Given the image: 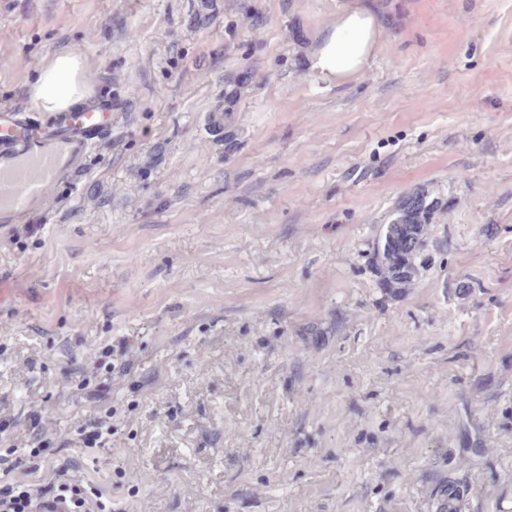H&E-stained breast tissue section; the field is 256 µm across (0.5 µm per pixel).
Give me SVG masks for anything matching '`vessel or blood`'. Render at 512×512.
Wrapping results in <instances>:
<instances>
[{
	"instance_id": "b4317fda",
	"label": "vessel or blood",
	"mask_w": 512,
	"mask_h": 512,
	"mask_svg": "<svg viewBox=\"0 0 512 512\" xmlns=\"http://www.w3.org/2000/svg\"><path fill=\"white\" fill-rule=\"evenodd\" d=\"M112 128V110L57 112L38 121L0 110V217L22 221Z\"/></svg>"
}]
</instances>
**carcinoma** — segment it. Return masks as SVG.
<instances>
[{"label": "carcinoma", "mask_w": 512, "mask_h": 512, "mask_svg": "<svg viewBox=\"0 0 512 512\" xmlns=\"http://www.w3.org/2000/svg\"><path fill=\"white\" fill-rule=\"evenodd\" d=\"M446 210L438 192L412 191L402 197L371 243L383 287L406 291L416 285L417 268L431 242L429 225Z\"/></svg>", "instance_id": "1"}]
</instances>
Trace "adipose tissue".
Wrapping results in <instances>:
<instances>
[{"mask_svg":"<svg viewBox=\"0 0 512 512\" xmlns=\"http://www.w3.org/2000/svg\"><path fill=\"white\" fill-rule=\"evenodd\" d=\"M387 36L383 22L365 0H344L311 52V68L330 84L360 80ZM36 73L31 99L39 111L69 112L90 94L84 61L77 51H59L50 67H37Z\"/></svg>","mask_w":512,"mask_h":512,"instance_id":"adipose-tissue-1","label":"adipose tissue"}]
</instances>
